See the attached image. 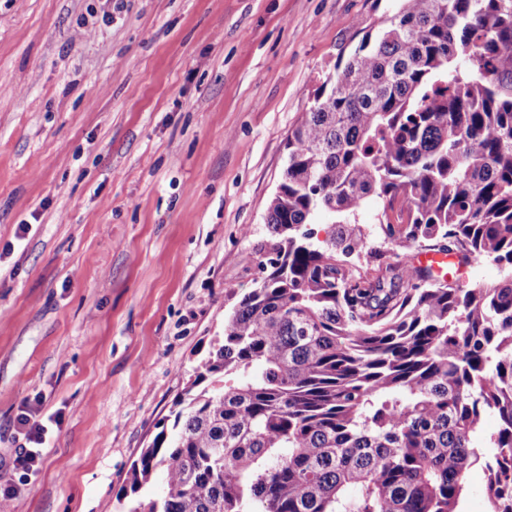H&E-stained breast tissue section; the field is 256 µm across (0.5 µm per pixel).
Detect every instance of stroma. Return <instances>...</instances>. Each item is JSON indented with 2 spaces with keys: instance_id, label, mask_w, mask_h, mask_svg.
<instances>
[{
  "instance_id": "stroma-1",
  "label": "stroma",
  "mask_w": 512,
  "mask_h": 512,
  "mask_svg": "<svg viewBox=\"0 0 512 512\" xmlns=\"http://www.w3.org/2000/svg\"><path fill=\"white\" fill-rule=\"evenodd\" d=\"M400 0H0V477L126 512V477L258 276L288 132ZM17 422L25 444L17 448L12 470L15 473H20L21 477H27L38 470L42 456V448L40 447L45 443L46 427L39 414L32 410L23 411Z\"/></svg>"
}]
</instances>
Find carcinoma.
<instances>
[{"instance_id":"obj_1","label":"carcinoma","mask_w":512,"mask_h":512,"mask_svg":"<svg viewBox=\"0 0 512 512\" xmlns=\"http://www.w3.org/2000/svg\"><path fill=\"white\" fill-rule=\"evenodd\" d=\"M266 224L128 512H461L476 464L512 512V0H401L370 27L288 135ZM409 249L503 279L441 282Z\"/></svg>"}]
</instances>
